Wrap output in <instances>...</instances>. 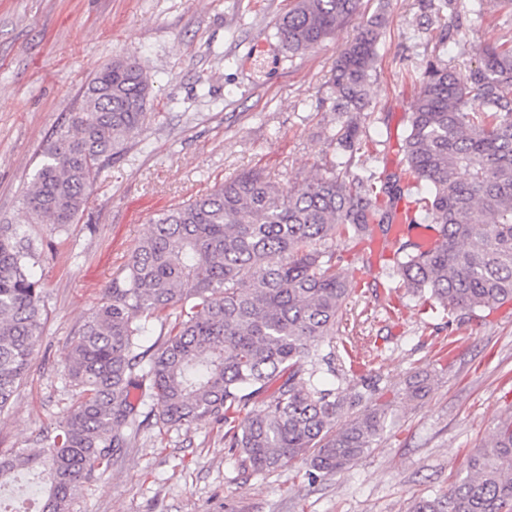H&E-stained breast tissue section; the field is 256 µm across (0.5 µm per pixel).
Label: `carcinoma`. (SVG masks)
Returning a JSON list of instances; mask_svg holds the SVG:
<instances>
[{
	"instance_id": "carcinoma-1",
	"label": "carcinoma",
	"mask_w": 512,
	"mask_h": 512,
	"mask_svg": "<svg viewBox=\"0 0 512 512\" xmlns=\"http://www.w3.org/2000/svg\"><path fill=\"white\" fill-rule=\"evenodd\" d=\"M360 0H295L275 36L291 54L336 35ZM381 25L369 21L336 60L329 81L345 120L335 134L342 172L282 187L245 171L154 220L123 274L79 328L66 362L78 398L46 448L0 450V485L28 470L42 476L34 511L71 512L95 472L128 448L157 409L156 422L190 429L224 425V447L243 470L264 473L304 458L325 475L367 454L388 408L374 404L337 425L345 409L378 390L322 389L340 378L337 335L353 286L336 267V240L372 242L394 224L436 225L426 251L395 244L401 284L432 311L478 313L512 304V37L488 43L460 77L440 57L418 75L419 93L402 139L399 171L351 173ZM151 86L135 62L114 59L87 82L84 105L69 114L42 152L23 197L32 224H75L89 191L146 117ZM26 230L0 224V411L31 364L47 318ZM169 321L144 347L140 319ZM466 474L408 512H512V415L469 455Z\"/></svg>"
}]
</instances>
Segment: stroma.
I'll return each instance as SVG.
<instances>
[{
  "label": "stroma",
  "instance_id": "stroma-1",
  "mask_svg": "<svg viewBox=\"0 0 512 512\" xmlns=\"http://www.w3.org/2000/svg\"><path fill=\"white\" fill-rule=\"evenodd\" d=\"M292 0H0V224L27 226L48 319L37 354L0 411V449L45 448L76 391L65 359L91 315L163 210L251 170L286 186L340 168L332 136L342 118L327 82L345 44L382 22L363 109L364 154L355 168L397 170L398 141L419 92L413 76L432 55L467 73L476 48L505 34L493 0H449L461 31L430 0H361L334 37L291 55L275 36ZM116 58L136 61L152 92L143 125L94 185L78 223L32 224L26 187L52 131L83 103L90 75ZM355 286L347 336L371 351L386 428L343 473L308 479L296 460L243 472L224 429L151 426L75 499L73 512H406L411 500L450 490L468 453L512 414V305L468 324L449 346L457 315L425 311L363 245L333 243ZM432 378L412 401L409 382Z\"/></svg>",
  "mask_w": 512,
  "mask_h": 512
}]
</instances>
